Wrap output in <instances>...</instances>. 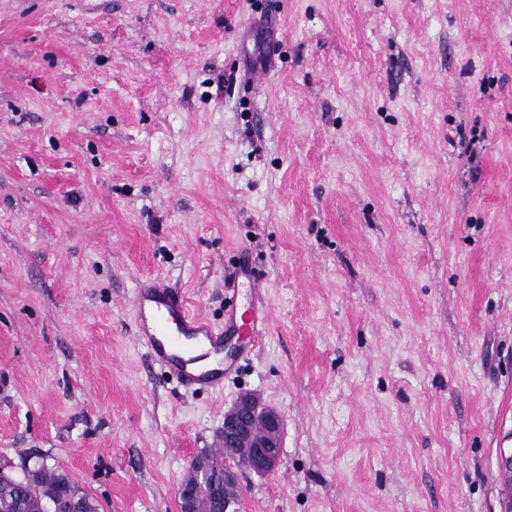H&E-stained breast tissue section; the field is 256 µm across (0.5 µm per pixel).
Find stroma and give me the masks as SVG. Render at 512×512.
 <instances>
[{
  "instance_id": "35a3bbf8",
  "label": "stroma",
  "mask_w": 512,
  "mask_h": 512,
  "mask_svg": "<svg viewBox=\"0 0 512 512\" xmlns=\"http://www.w3.org/2000/svg\"><path fill=\"white\" fill-rule=\"evenodd\" d=\"M218 390L135 340L138 279L216 327ZM257 392L238 512H499L512 433V0H0V459L180 512ZM261 405L256 394L245 391L224 412V427L219 435L224 451L205 453L209 458V473L195 502V512H200L201 506L204 512H214L212 509H216L217 502L221 505V499L224 511H235L229 510L232 504L225 502L224 497L233 502L236 498L224 488L236 486L241 472L265 475L279 467L283 419L277 410ZM244 447L249 448L248 452L239 453L238 449Z\"/></svg>"
}]
</instances>
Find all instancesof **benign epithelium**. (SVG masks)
Listing matches in <instances>:
<instances>
[{
    "label": "benign epithelium",
    "instance_id": "1",
    "mask_svg": "<svg viewBox=\"0 0 512 512\" xmlns=\"http://www.w3.org/2000/svg\"><path fill=\"white\" fill-rule=\"evenodd\" d=\"M282 430L283 419L277 410L262 407L252 392L240 393L224 412L220 432L227 458L224 486L236 485L242 472L265 475L276 470L281 462ZM497 468L502 484L500 512H512L511 447L500 449Z\"/></svg>",
    "mask_w": 512,
    "mask_h": 512
}]
</instances>
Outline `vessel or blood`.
<instances>
[{
    "label": "vessel or blood",
    "mask_w": 512,
    "mask_h": 512,
    "mask_svg": "<svg viewBox=\"0 0 512 512\" xmlns=\"http://www.w3.org/2000/svg\"><path fill=\"white\" fill-rule=\"evenodd\" d=\"M241 284H225L224 326L216 328L207 317L192 312L186 302L159 277L140 280L132 296L136 337L152 362L165 366L185 387L217 389L224 374L235 366V356L224 352V343L240 337L246 348L261 341L263 322L258 298L240 303Z\"/></svg>",
    "instance_id": "1"
}]
</instances>
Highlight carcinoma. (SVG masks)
I'll return each instance as SVG.
<instances>
[{"label":"carcinoma","mask_w":512,"mask_h":512,"mask_svg":"<svg viewBox=\"0 0 512 512\" xmlns=\"http://www.w3.org/2000/svg\"><path fill=\"white\" fill-rule=\"evenodd\" d=\"M209 473L205 478L195 512H211L223 498L235 500L224 490V454L207 453ZM82 500L84 512H98V505L65 470L37 467L30 477L0 481V512H62L66 502Z\"/></svg>","instance_id":"1"}]
</instances>
